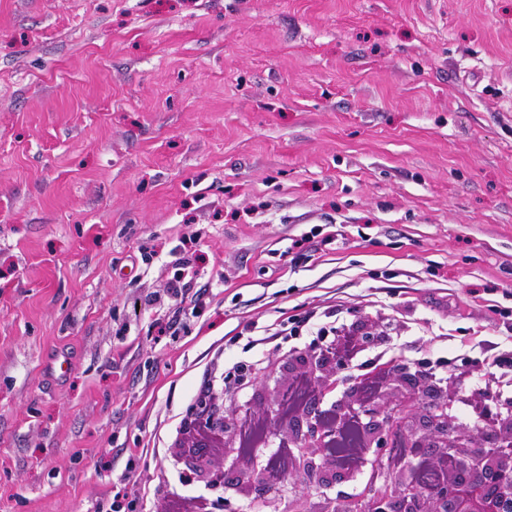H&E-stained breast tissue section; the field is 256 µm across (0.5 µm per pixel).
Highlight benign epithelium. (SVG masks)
Returning a JSON list of instances; mask_svg holds the SVG:
<instances>
[{"mask_svg": "<svg viewBox=\"0 0 512 512\" xmlns=\"http://www.w3.org/2000/svg\"><path fill=\"white\" fill-rule=\"evenodd\" d=\"M326 354L312 353L300 363L321 369L317 380L321 387L330 390L343 381L351 384V391H360L364 377L346 375L336 378V362L323 367ZM416 406L398 400L381 415L370 428L368 447L374 449V464L383 462L391 440L408 430H415L416 416L425 415L424 433L413 444L417 454L428 456L427 448L439 449L453 458L454 477L431 490L416 485V479L403 474L394 475L384 469L374 472L375 479L366 484L360 496L347 497L338 506V512H512V414L498 412L482 427L483 438L471 447L462 440L448 441V395L422 380L415 379ZM320 414L309 417L307 431L290 440L301 456L299 471L302 483L310 488L330 482L333 471L321 451L328 446V435L319 425ZM207 425L213 441L237 437L234 416L224 412V396L216 395L210 402H203L185 427ZM197 473L212 487L224 485V472L212 460L202 459ZM248 483L257 490L272 493L277 489L268 469L254 467Z\"/></svg>", "mask_w": 512, "mask_h": 512, "instance_id": "benign-epithelium-1", "label": "benign epithelium"}]
</instances>
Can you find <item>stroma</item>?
<instances>
[{
	"label": "stroma",
	"mask_w": 512,
	"mask_h": 512,
	"mask_svg": "<svg viewBox=\"0 0 512 512\" xmlns=\"http://www.w3.org/2000/svg\"><path fill=\"white\" fill-rule=\"evenodd\" d=\"M509 291L512 0H0V512H112L126 472L135 512H269L245 473L307 429L269 406L285 355L225 405L274 423L230 489L176 430L253 360L247 323L312 311L436 368L449 436H480L460 399L512 349ZM298 479L279 512L364 487ZM157 512H209L208 500L202 496L172 495L164 498Z\"/></svg>",
	"instance_id": "obj_1"
}]
</instances>
